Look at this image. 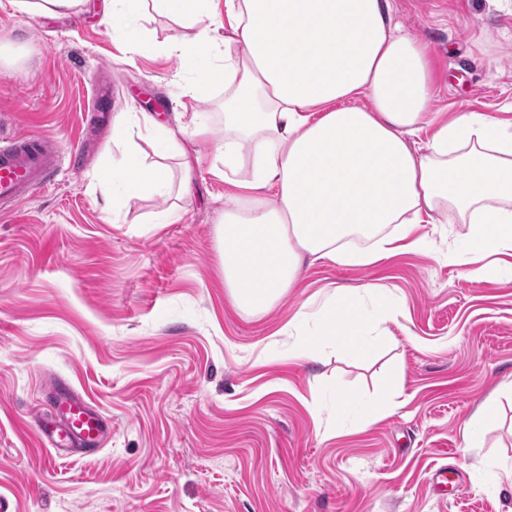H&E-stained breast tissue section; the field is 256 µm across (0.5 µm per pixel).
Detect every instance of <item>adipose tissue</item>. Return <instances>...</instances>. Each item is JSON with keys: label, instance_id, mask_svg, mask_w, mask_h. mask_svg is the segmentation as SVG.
Instances as JSON below:
<instances>
[{"label": "adipose tissue", "instance_id": "adipose-tissue-1", "mask_svg": "<svg viewBox=\"0 0 512 512\" xmlns=\"http://www.w3.org/2000/svg\"><path fill=\"white\" fill-rule=\"evenodd\" d=\"M216 0H103L113 26L148 12L195 26L170 53L205 64L189 90L224 86V140L213 172L235 186L220 227L224 286L241 309L270 308L305 261L367 266L400 242L427 250L425 224L468 225L448 256L476 283L497 275L492 255L512 250V128L478 113L433 124L429 50L402 33L391 0H223L231 37L207 26ZM245 46L230 51L231 42ZM433 133L423 144L414 138ZM172 120L123 112L112 124L119 155L99 169L105 199L127 207L188 195L194 166ZM154 161H147V154ZM360 237L366 249H344ZM369 296L362 307L359 293ZM392 312L375 284L337 288L304 304L284 335L305 330L298 355L327 345L372 357L374 326Z\"/></svg>", "mask_w": 512, "mask_h": 512}]
</instances>
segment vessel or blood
<instances>
[{"label": "vessel or blood", "mask_w": 512, "mask_h": 512, "mask_svg": "<svg viewBox=\"0 0 512 512\" xmlns=\"http://www.w3.org/2000/svg\"><path fill=\"white\" fill-rule=\"evenodd\" d=\"M80 151L62 158L54 143L35 133H0V212L13 213L48 188L63 162L77 163ZM34 428L56 453H84L99 448L112 424L82 396L61 388L51 413H37Z\"/></svg>", "instance_id": "1"}]
</instances>
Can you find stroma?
Returning a JSON list of instances; mask_svg holds the SVG:
<instances>
[{
	"instance_id": "obj_1",
	"label": "stroma",
	"mask_w": 512,
	"mask_h": 512,
	"mask_svg": "<svg viewBox=\"0 0 512 512\" xmlns=\"http://www.w3.org/2000/svg\"><path fill=\"white\" fill-rule=\"evenodd\" d=\"M430 49L437 120L477 112L512 124V0H392ZM194 28L152 14L113 28L102 0L63 16L0 5V128L38 132L63 154L53 185L0 214V497L13 512H512V251L472 282L439 243L372 265L305 267L261 313L224 287L219 227L230 185L211 174L224 88L192 97L198 61L164 46ZM143 45L127 50L129 41ZM108 85L106 112L88 110ZM198 115L205 135L189 196L106 209L98 186L120 112ZM174 223L155 225L162 210ZM382 287L393 317L364 361L322 347L293 356L282 330L335 288ZM69 386L112 421L101 449L51 456L30 420ZM391 390L388 415L328 428L313 394ZM487 406L481 448L467 424Z\"/></svg>"
}]
</instances>
